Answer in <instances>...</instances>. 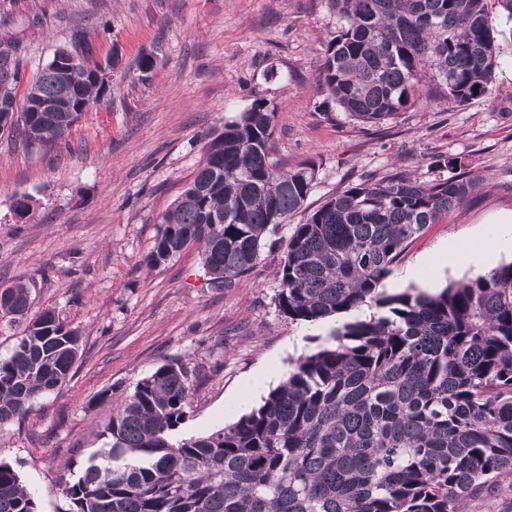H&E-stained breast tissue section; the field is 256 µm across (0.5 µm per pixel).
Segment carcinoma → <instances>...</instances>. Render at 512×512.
I'll return each instance as SVG.
<instances>
[{"label": "carcinoma", "mask_w": 512, "mask_h": 512, "mask_svg": "<svg viewBox=\"0 0 512 512\" xmlns=\"http://www.w3.org/2000/svg\"><path fill=\"white\" fill-rule=\"evenodd\" d=\"M490 0H329L338 24L320 85L343 112L379 123L422 87L455 107L492 93L501 43ZM83 37L21 87V48L0 39V116L26 144L67 141L106 92ZM66 63L57 64V58ZM22 101H17L18 89ZM275 113L256 101L212 134L203 162L162 217L144 262L201 250L212 288L257 264L266 238L301 209L314 169L269 162ZM424 184L397 173L334 195L295 226L275 304L308 325L346 316L300 356L263 403L205 436L174 439L193 389L186 364L143 377L102 434L109 447L65 482L69 512H468L512 480V262L437 294L383 288L405 245L482 183ZM30 288H4L0 321L18 330L0 358V426L68 380L82 332L52 308L29 316ZM373 313L360 318L363 308ZM0 512H39L0 460Z\"/></svg>", "instance_id": "carcinoma-1"}]
</instances>
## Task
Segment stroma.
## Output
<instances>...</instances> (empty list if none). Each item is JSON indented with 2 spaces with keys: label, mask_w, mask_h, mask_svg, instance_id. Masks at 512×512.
Masks as SVG:
<instances>
[{
  "label": "stroma",
  "mask_w": 512,
  "mask_h": 512,
  "mask_svg": "<svg viewBox=\"0 0 512 512\" xmlns=\"http://www.w3.org/2000/svg\"><path fill=\"white\" fill-rule=\"evenodd\" d=\"M335 33L328 0H0V36L20 42L27 75L77 35L95 61H117L67 144L41 152L0 132V288L28 283L32 313L55 309L83 333L72 377L24 421L0 426V460L40 512H66L60 477L107 447L101 428L113 406L161 364L198 370L178 434L201 436L240 417L234 397L244 377L260 370L278 384L292 361L329 341L335 321L294 323L278 311L275 271L295 225L363 177L448 178L433 164L437 154L481 175L478 189L408 244L385 287L435 293L479 276L441 260L512 214V47L492 95L463 107L423 99L364 124L325 105L319 89ZM146 54L155 65L144 76ZM257 100L276 112L271 163L315 170L303 208L234 287H209L195 247L146 268L162 216L191 181L209 134ZM17 194L36 201L22 220ZM105 392L111 402H101Z\"/></svg>",
  "instance_id": "35a3bbf8"
}]
</instances>
